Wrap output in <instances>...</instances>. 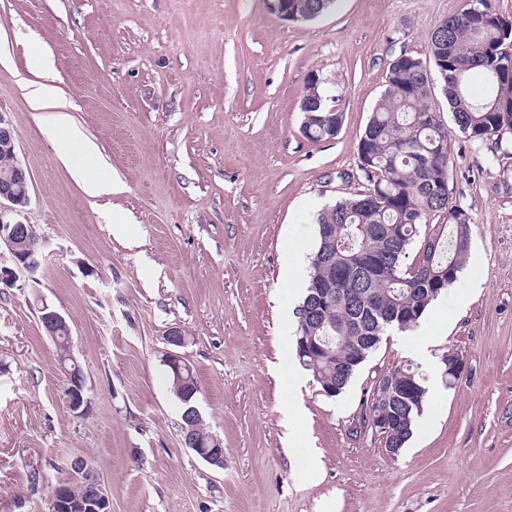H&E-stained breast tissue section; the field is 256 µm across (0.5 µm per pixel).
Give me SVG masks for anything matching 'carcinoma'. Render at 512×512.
<instances>
[{
    "label": "carcinoma",
    "instance_id": "1",
    "mask_svg": "<svg viewBox=\"0 0 512 512\" xmlns=\"http://www.w3.org/2000/svg\"><path fill=\"white\" fill-rule=\"evenodd\" d=\"M337 0H293L311 19L336 8ZM387 66L385 88L357 139L359 170L369 188L337 200L316 216L317 234L302 303L325 288V317L297 322L294 348L312 336L320 348L300 355L321 389L340 395L383 336L417 325L429 305L453 285L470 248L471 219L450 202L448 129L430 97L432 71L446 85L448 111L468 140L484 142L512 130V19L490 0H467L428 35L425 56L402 50ZM303 97L316 103L304 112L306 139L321 142L341 130L343 115L309 79ZM417 249L419 258L407 263ZM374 301L362 303L365 293ZM392 371L403 385L421 387L392 407L399 420L389 441L406 445L428 388L420 367Z\"/></svg>",
    "mask_w": 512,
    "mask_h": 512
}]
</instances>
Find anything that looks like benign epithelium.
I'll list each match as a JSON object with an SVG mask.
<instances>
[{
  "instance_id": "benign-epithelium-1",
  "label": "benign epithelium",
  "mask_w": 512,
  "mask_h": 512,
  "mask_svg": "<svg viewBox=\"0 0 512 512\" xmlns=\"http://www.w3.org/2000/svg\"><path fill=\"white\" fill-rule=\"evenodd\" d=\"M17 130L5 112L0 113V151L15 153ZM30 203L28 178L26 170L20 161H15L13 167L0 175V244L11 251L17 268L29 274L32 283L39 282L36 277L42 266L43 255L40 245L29 240V225L20 220L25 208ZM41 325L52 341H57L61 331L69 329L66 319L57 311L44 304L40 308ZM445 373L453 381H458L465 370L466 362L462 355L456 354L443 358ZM167 366L175 374L176 389L183 401H188L197 387L182 376L187 362L183 356L172 351L169 353ZM394 389L392 398L399 397L402 389L395 385L393 373L389 370L378 375L373 384L372 395L366 404L365 420L376 433L387 437L395 431L394 423L373 415V407L382 403L381 395L387 389ZM66 407L73 413H81L90 404L84 377L77 372L65 374L63 388ZM184 443L199 457L212 466L224 467V448L222 441L215 435L202 443L199 430L203 426L200 412L194 406L185 413ZM50 512H111L109 496L103 491L96 479L85 474V488L82 494L76 495L68 484L61 483L53 490Z\"/></svg>"
}]
</instances>
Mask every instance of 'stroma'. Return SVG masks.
I'll use <instances>...</instances> for the list:
<instances>
[{
	"label": "stroma",
	"mask_w": 512,
	"mask_h": 512,
	"mask_svg": "<svg viewBox=\"0 0 512 512\" xmlns=\"http://www.w3.org/2000/svg\"><path fill=\"white\" fill-rule=\"evenodd\" d=\"M463 2L340 0L293 23L270 0H0V113L44 258L39 286L21 271L0 288V512H50L58 482H82L78 459L112 512H512V132L474 143L448 130L471 245L419 323L384 336L334 398L293 356L315 218L367 188L357 138L387 64L425 54ZM35 51L47 73L29 71ZM314 74L343 114L317 143L300 133ZM46 81L57 102L33 109ZM62 115L98 148L84 179L117 192L89 195L58 161ZM44 303L70 326L84 414L62 399ZM173 327L223 467L183 443ZM449 350L467 366L450 388ZM406 361L429 393L392 457L356 415L375 376Z\"/></svg>",
	"instance_id": "1"
}]
</instances>
